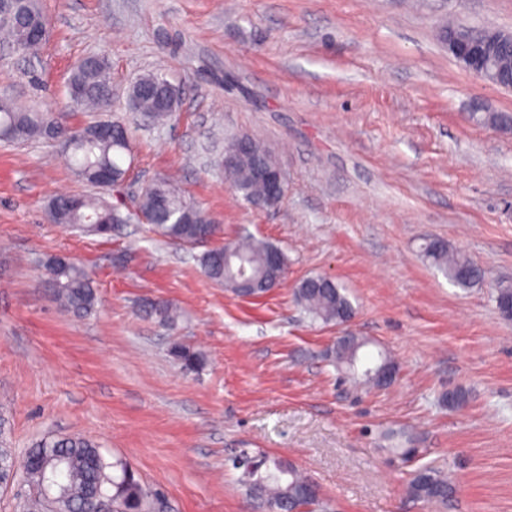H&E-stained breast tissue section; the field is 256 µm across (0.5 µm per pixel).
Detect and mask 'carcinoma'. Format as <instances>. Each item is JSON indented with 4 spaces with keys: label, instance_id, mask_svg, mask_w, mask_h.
<instances>
[{
    "label": "carcinoma",
    "instance_id": "obj_1",
    "mask_svg": "<svg viewBox=\"0 0 512 512\" xmlns=\"http://www.w3.org/2000/svg\"><path fill=\"white\" fill-rule=\"evenodd\" d=\"M47 19L36 0L25 2V14L12 27H0V42L14 46L22 41L31 25L45 26ZM110 63L81 61L69 76V89L77 96V110L104 109L111 89ZM166 77L160 73L142 76L144 84L138 93L139 112L149 120L161 122L172 117L161 99L167 97L163 85ZM476 120L501 131L512 130V116L507 113H486ZM25 130L26 139L48 138L55 132L63 135L68 124L51 112L22 111L6 100H0V135L13 129ZM129 135L126 124L117 119L88 127L86 138L67 150V157L76 174L94 183V174L101 170L120 179ZM231 186L251 205L263 208L270 200L265 183L256 178V169L270 161L269 151L255 137L246 136L243 144L233 148ZM145 212L156 215L152 230L170 241L184 245L203 234L215 239L220 225L210 223L209 216L196 202L187 198L167 177L153 180L145 188L140 202ZM111 211L100 196H76L53 200L49 219L68 227L89 228L97 235L110 231ZM422 256L441 271L458 288L468 289L483 277L482 270L470 259L455 252L442 239H429ZM204 275L234 292L246 279L254 281L258 293L264 294L285 277L288 258L278 246L263 240L245 238L233 243L218 244L199 258ZM43 282L52 291L60 307L76 316L92 313L97 304L96 288L85 270L60 256L44 263ZM296 299L315 321L340 324L349 320L354 308L333 280L322 275L303 280ZM140 312L170 327L177 324V313L165 302L148 300ZM370 341L361 336H341L332 348L333 365L344 377L359 385L372 388L384 386L378 375L380 366L392 363L386 353L368 351ZM171 354L187 369L201 365L200 356L189 348L176 344ZM0 479L15 476L17 456L14 449L1 439ZM23 472L33 489L23 505V512H86L87 503L99 497L109 504V512H155L159 503L158 490L143 484L126 464L108 461L99 446L82 436L43 437L32 444L23 458ZM243 482L247 494L258 505L274 503L281 512H301L310 506L322 507L320 494H307L312 481L299 470L279 458L263 459L245 469ZM407 494L427 503L448 501L452 487L448 476L438 467L424 463L413 472Z\"/></svg>",
    "mask_w": 512,
    "mask_h": 512
}]
</instances>
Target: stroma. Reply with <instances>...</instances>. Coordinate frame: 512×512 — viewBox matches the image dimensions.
I'll list each match as a JSON object with an SVG mask.
<instances>
[{
  "label": "stroma",
  "instance_id": "35a3bbf8",
  "mask_svg": "<svg viewBox=\"0 0 512 512\" xmlns=\"http://www.w3.org/2000/svg\"><path fill=\"white\" fill-rule=\"evenodd\" d=\"M50 32L34 77L0 49V97L60 112L75 62L104 52L112 108L131 152L123 183L96 191L60 146L0 142V419L24 452L80 434L164 495L166 512H262L232 458L275 456L321 489L328 512H512V320L497 288L512 282V133L470 120L511 112L512 90L465 71L443 23L512 32V0H38ZM158 72L180 87L176 117L153 125L128 107L132 82ZM78 112L70 123L102 120ZM259 138L287 183L255 208L224 179L234 136ZM177 174L223 237L263 238L288 257L284 281L242 298L208 280L198 249L139 220L88 235L51 223L50 201L102 193L121 213L145 184ZM442 238L484 272L453 286L422 256ZM64 255L92 278L98 306L62 312L41 282ZM331 277L355 312L312 322L295 299L305 278ZM174 305L168 327L141 316ZM362 336L399 372L371 392L326 357ZM200 352L187 371L172 344ZM464 390V407L438 397ZM415 437L393 455L388 430ZM439 466L447 504L409 498L418 464ZM140 312L147 318H154L170 327L177 324V313L173 307L165 302L148 300L140 305Z\"/></svg>",
  "mask_w": 512,
  "mask_h": 512
}]
</instances>
